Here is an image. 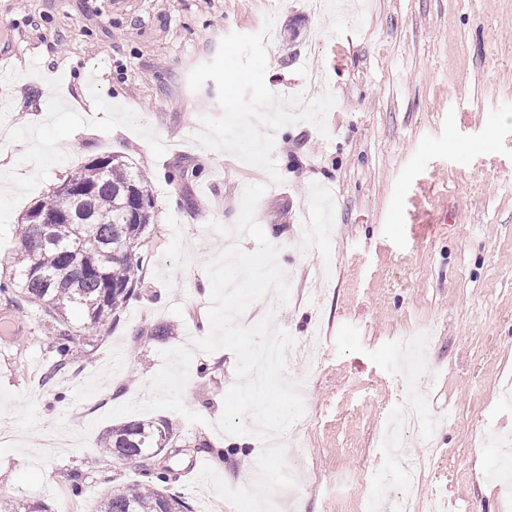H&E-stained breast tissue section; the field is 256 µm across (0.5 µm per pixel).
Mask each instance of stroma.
<instances>
[{
  "label": "stroma",
  "instance_id": "1",
  "mask_svg": "<svg viewBox=\"0 0 512 512\" xmlns=\"http://www.w3.org/2000/svg\"><path fill=\"white\" fill-rule=\"evenodd\" d=\"M271 11L267 87L336 99L326 132H276L278 184L194 141L221 109L214 81L188 86L223 36L259 32ZM2 48L0 261L22 214L98 156L148 175L154 213L136 297L52 384L44 314L0 301V431L20 437L0 445V494L69 512L141 480L138 464L100 453L105 415L149 397L161 351L208 333L203 265L224 247L208 225H233L245 187L262 184L255 217L294 286L242 322L275 309L305 402L280 436L299 489L279 512L295 498L303 512H365L370 486L419 512L437 497L452 512H505L487 472L500 460L490 435L512 433L500 399L512 383V0H326L318 13L303 0H0ZM160 323L175 335L147 337ZM235 368L231 351L196 353L183 401L201 422L156 414L174 451L155 464L174 469L169 489L192 512L216 494L192 486L191 460L223 449L218 474L239 488L261 453L215 428ZM410 403L442 427L414 443L422 466L407 483L379 430Z\"/></svg>",
  "mask_w": 512,
  "mask_h": 512
}]
</instances>
